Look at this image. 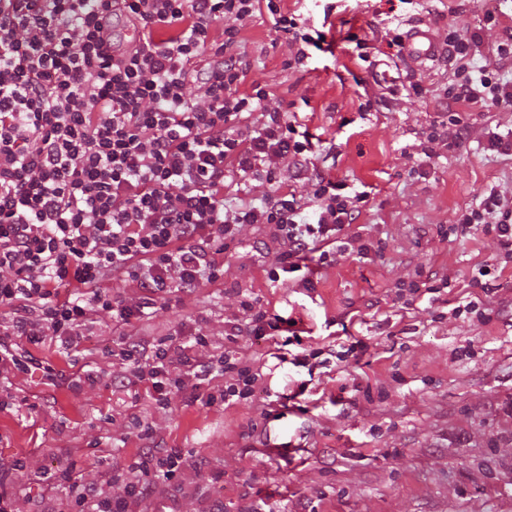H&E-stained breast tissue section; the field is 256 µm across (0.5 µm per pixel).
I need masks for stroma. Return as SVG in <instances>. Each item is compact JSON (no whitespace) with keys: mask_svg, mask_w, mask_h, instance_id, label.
I'll return each mask as SVG.
<instances>
[{"mask_svg":"<svg viewBox=\"0 0 512 512\" xmlns=\"http://www.w3.org/2000/svg\"><path fill=\"white\" fill-rule=\"evenodd\" d=\"M306 27L323 33L328 51L285 69L288 45L268 12L244 29L254 61L248 83L267 85L312 137L319 166L368 192L347 228L354 248L320 266L313 285L268 278L267 228L244 225L224 253V285L157 305L156 333L203 330L224 343L240 301L296 320L299 343L239 339L256 355L261 387L252 402L207 405L223 387L215 377L177 397L151 423L167 447L191 464L157 484L142 512H512V269L493 286L474 279L499 251L495 233L456 234L458 210L483 190L512 196V152L488 147L489 132L512 127V106L459 102L470 127L462 146L435 144L428 128L444 120L438 101L453 72L446 55L418 68L386 42L358 57L355 38L371 27L404 33L428 24L439 43L449 32L478 34L493 50L512 30V0H288ZM383 85L386 103L365 108V91ZM367 253H358V246ZM436 271L448 277L446 302L429 296L404 305L399 282ZM477 302L484 318L454 315ZM101 313L75 350L31 346L56 370L91 372L92 386L71 388L42 371L0 381V459L32 456L29 470L0 477L15 512H50L57 494L42 474L75 470L100 482L128 465L144 442L133 420L139 407L112 393V349L122 338ZM365 351L314 368L301 349Z\"/></svg>","mask_w":512,"mask_h":512,"instance_id":"stroma-1","label":"stroma"}]
</instances>
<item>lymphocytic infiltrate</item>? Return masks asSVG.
I'll return each instance as SVG.
<instances>
[{
    "mask_svg": "<svg viewBox=\"0 0 512 512\" xmlns=\"http://www.w3.org/2000/svg\"><path fill=\"white\" fill-rule=\"evenodd\" d=\"M281 0H0V379L41 370L68 386L95 383L90 373L59 376L17 341H60L77 348L99 311L132 326L148 320L157 301L172 302L224 282L222 256L242 226H268L276 248L270 277L301 273L310 256L326 263L345 252L339 237L357 221L368 194L348 188L319 167L311 143L287 108L269 106L266 87L240 93L251 61L240 31L258 6L302 64L307 47H320L282 12ZM138 27L141 45L114 59L105 27ZM454 64L442 106L422 148L432 157L439 141L463 144L469 134L457 103H512V83L497 63L512 61V35L498 44L494 63L477 68L478 35H448ZM202 89L188 96L190 87ZM307 181V195L276 187L279 167ZM264 172L273 194L261 205L224 204L227 180ZM462 231L495 232L496 264H512V198L483 191L478 204L459 211ZM242 315L215 352L195 332L179 344L147 336L122 342L112 390L146 388L168 409L176 396L207 381L214 370L224 388L209 404L252 399L261 371L238 349L241 337L265 338L290 323L241 303ZM146 444L134 462L103 484L63 474L59 512H130L154 483L173 479L187 463L145 427ZM125 495L112 496L113 482Z\"/></svg>",
    "mask_w": 512,
    "mask_h": 512,
    "instance_id": "lymphocytic-infiltrate-1",
    "label": "lymphocytic infiltrate"
}]
</instances>
